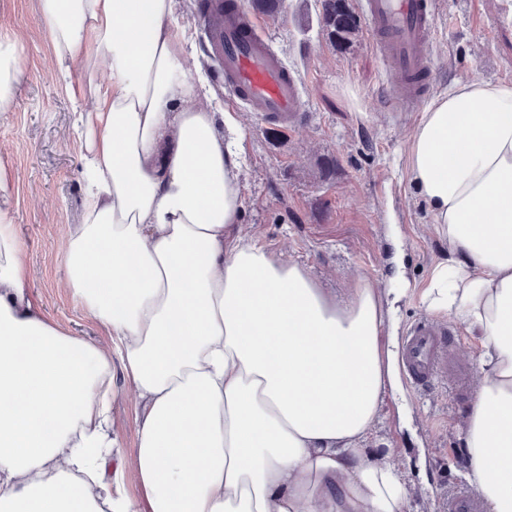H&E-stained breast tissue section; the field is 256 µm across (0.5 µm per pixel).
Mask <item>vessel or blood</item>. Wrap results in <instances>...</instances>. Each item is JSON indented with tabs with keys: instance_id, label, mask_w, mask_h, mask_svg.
Wrapping results in <instances>:
<instances>
[{
	"instance_id": "vessel-or-blood-1",
	"label": "vessel or blood",
	"mask_w": 512,
	"mask_h": 512,
	"mask_svg": "<svg viewBox=\"0 0 512 512\" xmlns=\"http://www.w3.org/2000/svg\"><path fill=\"white\" fill-rule=\"evenodd\" d=\"M373 53L388 62L397 82L387 87L393 112H414L430 93V55L435 39L436 0H359ZM207 42L217 50L210 60L224 79V92L236 104L254 112L265 129L281 133L305 117L302 89L273 48L242 0L225 11L219 26L204 25ZM399 369L407 387L423 396L451 385L456 392L470 388V370L456 352L446 324L415 318L400 340ZM439 512H484L481 499L459 485L439 503Z\"/></svg>"
}]
</instances>
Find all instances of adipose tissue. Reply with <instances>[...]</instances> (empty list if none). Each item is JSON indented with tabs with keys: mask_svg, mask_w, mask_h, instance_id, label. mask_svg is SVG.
I'll list each match as a JSON object with an SVG mask.
<instances>
[{
	"mask_svg": "<svg viewBox=\"0 0 512 512\" xmlns=\"http://www.w3.org/2000/svg\"><path fill=\"white\" fill-rule=\"evenodd\" d=\"M174 9L39 0L59 74L85 77L70 92L83 211L65 286L110 345L31 302L0 164V512H411L394 453L367 444L397 382L380 290L360 277L334 295L242 234V130L188 106L205 86L186 73ZM22 65L0 36L1 113ZM408 163L448 248L419 302L476 342L464 477L486 512H512V83L434 97ZM123 388L140 409L128 459Z\"/></svg>",
	"mask_w": 512,
	"mask_h": 512,
	"instance_id": "adipose-tissue-1",
	"label": "adipose tissue"
}]
</instances>
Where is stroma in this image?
Returning <instances> with one entry per match:
<instances>
[{
  "instance_id": "35a3bbf8",
  "label": "stroma",
  "mask_w": 512,
  "mask_h": 512,
  "mask_svg": "<svg viewBox=\"0 0 512 512\" xmlns=\"http://www.w3.org/2000/svg\"><path fill=\"white\" fill-rule=\"evenodd\" d=\"M319 9L317 0H285L280 14L255 16L298 74L307 114L300 127L273 135L225 95L210 70L197 0H176L190 76L207 86L191 105L231 113L243 129V233L305 266L340 296L359 276L384 288L401 277L407 290L387 297L398 333L423 315L418 292L445 257L408 173V143L420 115L383 107L386 66L371 52L366 30L349 49L333 48ZM38 13L39 0H0V35L18 36L25 47L17 105L0 114V164L14 176L13 222L30 296L73 334L105 347L106 329L62 287L61 236L80 221L82 179L68 93ZM432 65L436 94L474 77L512 82V0H440ZM331 157L336 169L328 174L323 163ZM397 333L391 345H398ZM470 404L448 389L418 397L403 383L387 395L371 445L392 449L414 484L412 512H437L439 495L461 481L460 424Z\"/></svg>"
}]
</instances>
